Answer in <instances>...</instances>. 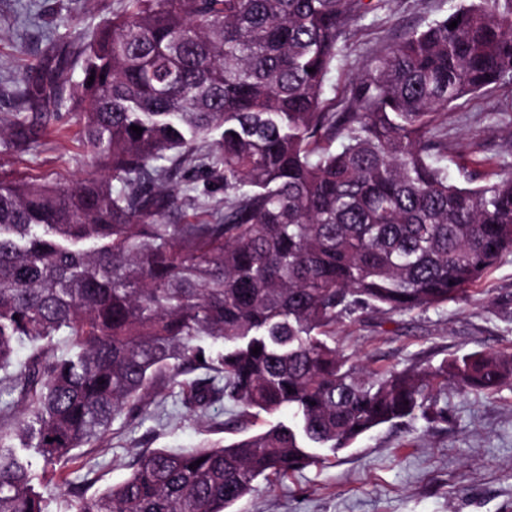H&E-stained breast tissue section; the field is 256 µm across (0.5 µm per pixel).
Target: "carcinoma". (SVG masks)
<instances>
[{"mask_svg": "<svg viewBox=\"0 0 512 512\" xmlns=\"http://www.w3.org/2000/svg\"><path fill=\"white\" fill-rule=\"evenodd\" d=\"M389 2L126 0L87 34L81 83L64 50L26 78L23 102L77 109L100 175L0 178V386L15 394L0 401V512H49L31 456L72 459L189 371L205 377L182 405L224 400L228 432L290 419L228 444L143 450L90 496L88 477H65L73 512H231L258 480L383 424L445 417L450 388L512 383L511 354L371 370L334 341L357 313L459 301L512 254V170L462 187L438 141L448 108L512 82V0H450L328 109L347 34ZM8 134L29 147L43 132L17 112L0 121ZM204 169L223 181L224 210L166 222L174 179Z\"/></svg>", "mask_w": 512, "mask_h": 512, "instance_id": "carcinoma-1", "label": "carcinoma"}]
</instances>
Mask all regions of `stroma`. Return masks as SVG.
Here are the masks:
<instances>
[{"label": "stroma", "instance_id": "stroma-1", "mask_svg": "<svg viewBox=\"0 0 512 512\" xmlns=\"http://www.w3.org/2000/svg\"><path fill=\"white\" fill-rule=\"evenodd\" d=\"M123 0H0V117L11 118L30 67L58 52L67 36L70 77L81 81L83 35L119 12ZM448 0H391L352 27L324 97L343 104L349 78L408 30L443 16ZM445 163L458 181L481 182L512 168V85L459 100L442 115ZM50 135L29 149L0 139V175L46 182L76 181L94 170L80 143V124L69 108L52 116ZM224 192L197 176L180 192L167 220L207 218ZM336 344L352 360L375 369L411 363L436 366L482 351L512 354V255L505 256L472 296L410 315L357 314L336 326ZM180 389H154L135 421L117 418L102 445L80 451L78 464L94 465L91 492L122 482L127 465L145 448L178 450L232 441L225 407L205 417L185 411ZM237 512H512V386L489 395L448 392L447 421L419 418L383 425L336 457L260 488Z\"/></svg>", "mask_w": 512, "mask_h": 512}]
</instances>
